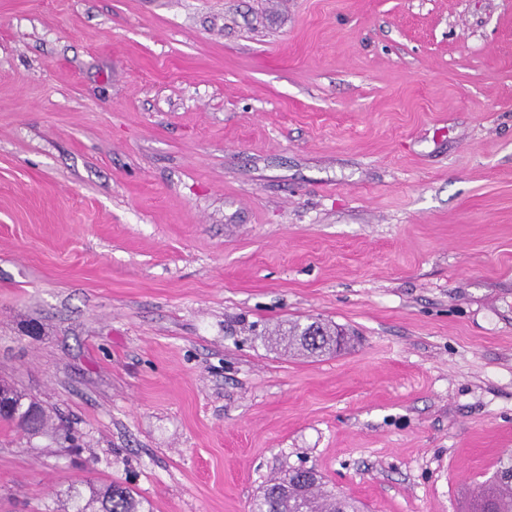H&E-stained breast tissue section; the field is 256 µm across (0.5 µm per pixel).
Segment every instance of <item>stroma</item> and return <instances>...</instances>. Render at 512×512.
<instances>
[{"label":"stroma","instance_id":"1","mask_svg":"<svg viewBox=\"0 0 512 512\" xmlns=\"http://www.w3.org/2000/svg\"><path fill=\"white\" fill-rule=\"evenodd\" d=\"M348 329L319 358L273 336ZM0 512H472L512 458V0H0ZM9 386L18 410L13 408L11 412L0 414V422L15 426L30 438L42 434L49 421L46 409L33 397L14 386ZM320 477L311 469L291 468L270 478L253 502L252 512H360L354 502L322 491ZM358 509V510H357ZM89 492L88 499L80 491L74 492L75 512H145L142 510L143 502L130 488L119 482L89 486Z\"/></svg>","mask_w":512,"mask_h":512}]
</instances>
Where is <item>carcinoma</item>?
Returning a JSON list of instances; mask_svg holds the SVG:
<instances>
[{
  "mask_svg": "<svg viewBox=\"0 0 512 512\" xmlns=\"http://www.w3.org/2000/svg\"><path fill=\"white\" fill-rule=\"evenodd\" d=\"M280 341L308 357L335 354L347 346L348 337L339 327L320 320L307 324L288 323L280 333ZM18 408L0 414V422L14 426L28 437L44 432L49 415L33 397L12 388ZM84 498L74 492L75 512H144L143 502L128 487L119 482L89 487ZM480 509L492 506L496 512H512V462L497 469L481 490ZM252 512H359L354 502L330 491L320 490V477L311 469L291 468L265 482L262 492L253 502Z\"/></svg>",
  "mask_w": 512,
  "mask_h": 512,
  "instance_id": "carcinoma-1",
  "label": "carcinoma"
}]
</instances>
